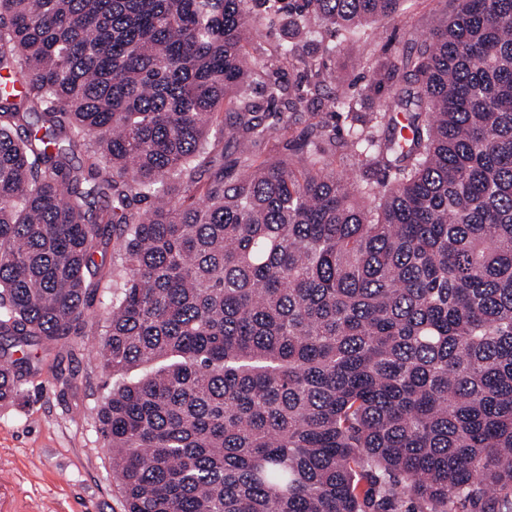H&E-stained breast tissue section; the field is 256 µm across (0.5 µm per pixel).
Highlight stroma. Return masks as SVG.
<instances>
[{
    "mask_svg": "<svg viewBox=\"0 0 512 512\" xmlns=\"http://www.w3.org/2000/svg\"><path fill=\"white\" fill-rule=\"evenodd\" d=\"M451 8L450 0H406L400 15L368 27L360 48L320 32L294 40L286 15L271 17L257 6L250 20L256 36L247 51L274 60L282 48L297 46L295 57L281 65L284 84L300 83L305 60L315 56L336 72L343 91L360 90L372 75L358 65L359 51L412 52ZM111 306L107 277L91 297L82 335L37 346L38 370L23 378L16 398L0 403V512H124L98 422L112 387V374L99 360L102 323Z\"/></svg>",
    "mask_w": 512,
    "mask_h": 512,
    "instance_id": "35a3bbf8",
    "label": "stroma"
}]
</instances>
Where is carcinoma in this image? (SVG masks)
I'll return each instance as SVG.
<instances>
[{
  "label": "carcinoma",
  "instance_id": "1",
  "mask_svg": "<svg viewBox=\"0 0 512 512\" xmlns=\"http://www.w3.org/2000/svg\"><path fill=\"white\" fill-rule=\"evenodd\" d=\"M249 2L0 0V402L25 348L81 334L110 249L125 512H512V0L360 56L343 134L286 159ZM267 2L356 36L403 0ZM305 66L296 121L331 80ZM249 99L259 106L261 112H281L284 120H288L289 113L288 103L270 104L266 97L264 73L256 74L248 87Z\"/></svg>",
  "mask_w": 512,
  "mask_h": 512
}]
</instances>
